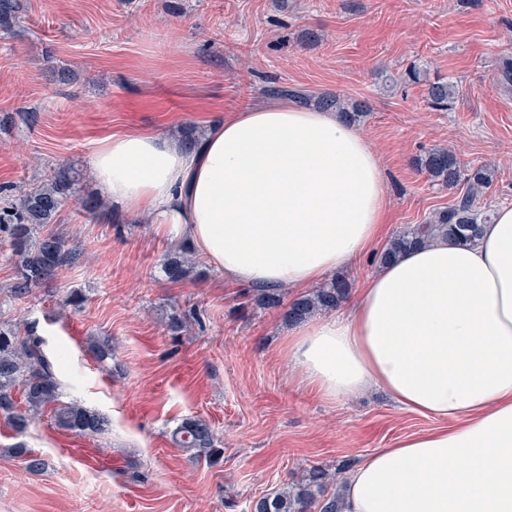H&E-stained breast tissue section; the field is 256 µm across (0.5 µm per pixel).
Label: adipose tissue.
<instances>
[{"mask_svg": "<svg viewBox=\"0 0 512 512\" xmlns=\"http://www.w3.org/2000/svg\"><path fill=\"white\" fill-rule=\"evenodd\" d=\"M91 174L115 210L254 288L299 291L354 265L388 207L362 133L283 102L189 139L107 136ZM286 352L328 401L380 390L441 421L356 464L344 512H512V207L475 242L436 240L384 265L339 313L292 331Z\"/></svg>", "mask_w": 512, "mask_h": 512, "instance_id": "1", "label": "adipose tissue"}]
</instances>
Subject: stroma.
<instances>
[{"label": "stroma", "instance_id": "35a3bbf8", "mask_svg": "<svg viewBox=\"0 0 512 512\" xmlns=\"http://www.w3.org/2000/svg\"><path fill=\"white\" fill-rule=\"evenodd\" d=\"M22 14L0 29L1 188L89 169L107 134L196 131L283 86L369 105L359 130L382 161L388 235L455 203L415 165L437 146L492 172L491 209L512 206V89L496 79L512 58V0H23ZM413 66L425 80L403 81ZM438 77L458 88L445 112L426 105ZM94 193L83 179L59 214L79 258L50 285L14 296L16 259L0 241V322L35 325L62 400L110 426L80 437L37 416L24 441L46 467L29 473L0 416V512H240L311 467L346 472L439 426L379 393L334 403L301 387L283 310L258 307L203 258L169 281L176 242L86 212ZM74 291L80 305L59 309ZM192 308L200 325L174 329ZM91 336L111 338V358H91ZM194 416L217 432L219 463L174 443Z\"/></svg>", "mask_w": 512, "mask_h": 512}]
</instances>
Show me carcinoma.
<instances>
[{"instance_id":"cac0c4a2","label":"carcinoma","mask_w":512,"mask_h":512,"mask_svg":"<svg viewBox=\"0 0 512 512\" xmlns=\"http://www.w3.org/2000/svg\"><path fill=\"white\" fill-rule=\"evenodd\" d=\"M20 9L19 0H0V26L18 22ZM269 92L290 96L305 107L338 112L353 124L365 121L369 113L367 105L337 94L312 98L281 87H272ZM455 95L456 86L444 79L428 82L427 104L435 111L450 109ZM416 166L439 186L461 188L462 196L454 205L433 211L425 223L393 237L380 255L382 263L391 262L437 237L472 241L479 236L481 225L491 221L490 209L479 206V199L492 183V174L486 168H464L445 148L425 152L416 159ZM83 178L82 170L71 166L46 183L20 190L18 195L0 205V238L8 240L12 253L19 257L17 281L11 286V293L31 292L75 260L66 237L46 227L57 223L59 212ZM192 264V251L182 245L166 259L164 273L168 280L179 281ZM348 289L349 284L344 280L332 282L310 295L294 299L285 316L293 323L321 311H332L344 300ZM254 296L263 309H278L283 305V292L278 290L258 288ZM86 350L95 359L104 361L112 355V343L105 338L91 337L86 341ZM17 388L22 389V410L16 409L13 398ZM60 390L57 365L43 352L42 339L36 335V330L31 327L21 333L0 326V411L16 434H24L32 419L47 409L51 411L54 425L61 430L77 435H97L107 430L108 420L103 415L77 402L60 401ZM172 436L180 447L197 452L211 463L218 462L223 455V449L217 447V436L204 419H184ZM13 454L21 459L28 472H39L45 467L44 460L29 453L21 443L13 447ZM337 481L338 472L313 467L301 483L259 499L250 512H342L339 495L330 492Z\"/></svg>"}]
</instances>
